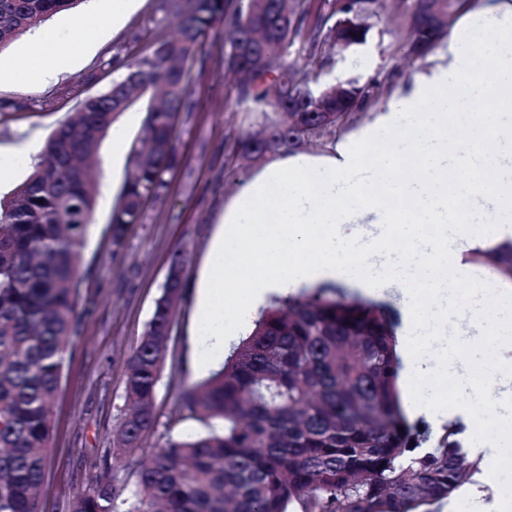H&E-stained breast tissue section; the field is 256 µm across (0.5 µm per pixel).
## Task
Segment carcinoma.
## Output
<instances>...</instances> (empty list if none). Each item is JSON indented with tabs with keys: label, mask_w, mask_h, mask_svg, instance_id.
<instances>
[{
	"label": "carcinoma",
	"mask_w": 512,
	"mask_h": 512,
	"mask_svg": "<svg viewBox=\"0 0 512 512\" xmlns=\"http://www.w3.org/2000/svg\"><path fill=\"white\" fill-rule=\"evenodd\" d=\"M80 0H0V50ZM181 15L178 33L151 20V52L127 64L112 88L82 102L56 126L28 177L0 197V512H41L56 401L71 356L80 288L91 270L85 248L96 182L89 161L117 116L150 94L147 135L130 151L112 209V246L143 224L165 197L179 163L173 131L193 111L183 62L210 37L224 40V69L239 105L259 113L261 132L240 137L239 155L259 159L304 140L325 142L379 96L375 84L326 79L336 55L364 42L381 21L383 0H160ZM474 6L412 0L403 49L428 56ZM300 41L297 58L288 50ZM343 107L336 109V96ZM186 252L171 263L153 315L125 374V407L112 430L102 472L71 512H433L478 471L452 424L436 448L412 454L426 432L401 406L395 322L381 306L306 288L262 309L221 368L192 386L170 420L192 418L206 431L167 437L132 455L157 425L156 388L178 308L185 299ZM484 259L512 277V242ZM126 453L133 489L112 478Z\"/></svg>",
	"instance_id": "1"
}]
</instances>
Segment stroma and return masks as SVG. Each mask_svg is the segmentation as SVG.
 <instances>
[{
    "instance_id": "1",
    "label": "stroma",
    "mask_w": 512,
    "mask_h": 512,
    "mask_svg": "<svg viewBox=\"0 0 512 512\" xmlns=\"http://www.w3.org/2000/svg\"><path fill=\"white\" fill-rule=\"evenodd\" d=\"M382 20L366 41L339 55L329 80L359 79L380 82L381 100H388L413 76L425 60L405 59L397 44L408 11L403 0H384ZM84 0L80 12L89 14L81 35L83 49L66 69L47 81L32 72L10 74L11 65L26 56L33 43L25 34L0 51V195L21 183L31 171L33 148H44L56 126L76 112L87 97L108 91L126 70L128 61L145 52L154 31L149 23L159 13V0H141L118 26L99 22ZM185 70L194 110L179 123L175 145L181 163L167 176L164 203L148 209L146 223L129 228L120 247H113L108 225L128 165L113 154L104 139L96 158L98 193L85 259L92 273L81 289L74 350L53 407L50 465L42 496L43 512H69L71 501L86 492L99 475V458L112 445V429L125 405L127 360L140 340L161 295L173 254L185 250L186 297L179 307L168 342L167 356L156 390L158 425L145 439L146 449L202 431L200 422H172L169 412L182 391L218 368L227 348L201 347L193 336L196 287L208 248L225 209L249 178L266 168L258 163L241 180L227 178L239 166L236 139L248 129L244 112L230 93L224 70L222 39L209 38L201 54L187 60ZM487 438L499 443L494 459L481 460L484 481L479 492L461 486L449 504L452 512H481V503L494 497L512 502V431L493 416L472 424L467 446Z\"/></svg>"
}]
</instances>
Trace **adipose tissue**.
Wrapping results in <instances>:
<instances>
[{
    "label": "adipose tissue",
    "instance_id": "adipose-tissue-1",
    "mask_svg": "<svg viewBox=\"0 0 512 512\" xmlns=\"http://www.w3.org/2000/svg\"><path fill=\"white\" fill-rule=\"evenodd\" d=\"M481 14L498 46L493 80L471 76L475 51L457 35L360 129L373 158L359 159L340 142L317 160L272 164L240 192L205 258L196 335L223 346L237 319L303 285L349 277L371 293L394 282L406 290L407 325L437 330L434 351L454 400L452 411L432 413L421 402L416 414L467 429L489 413L512 428V314L491 311L502 283L477 279L464 261L512 242V108L484 109L495 85L512 82V0H494ZM463 77L464 92L448 95L449 82ZM447 122L491 132L493 152L471 138L449 143ZM395 198L410 208L395 213ZM363 214L370 225L361 224ZM317 225L323 234L315 239Z\"/></svg>",
    "mask_w": 512,
    "mask_h": 512
}]
</instances>
